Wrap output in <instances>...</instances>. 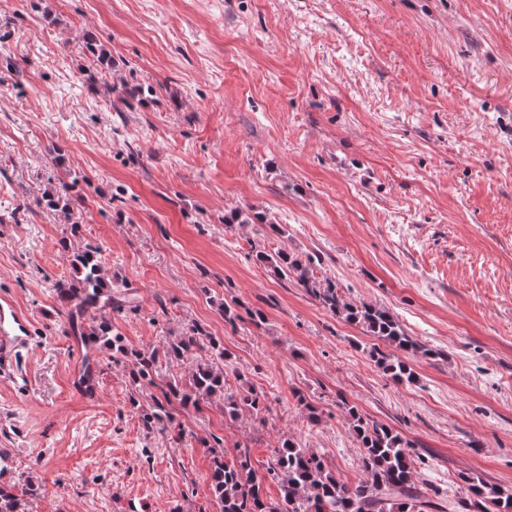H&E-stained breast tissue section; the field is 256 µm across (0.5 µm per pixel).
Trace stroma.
<instances>
[{"label": "stroma", "mask_w": 512, "mask_h": 512, "mask_svg": "<svg viewBox=\"0 0 512 512\" xmlns=\"http://www.w3.org/2000/svg\"><path fill=\"white\" fill-rule=\"evenodd\" d=\"M87 32L112 56L93 88ZM62 180L69 215L45 202ZM235 208L262 220L225 225ZM88 244L128 347L200 326L227 391L267 411L231 423L212 401L179 413L180 444L147 433L149 389L56 291ZM283 249L399 321L423 348L413 384L255 258ZM0 294L35 336L26 385L0 379V482L41 481L33 512H217L216 437L260 472L291 437L355 483L349 404L411 441L434 500L470 504L467 473L512 491V0H0ZM232 299L262 325L225 323Z\"/></svg>", "instance_id": "1"}]
</instances>
